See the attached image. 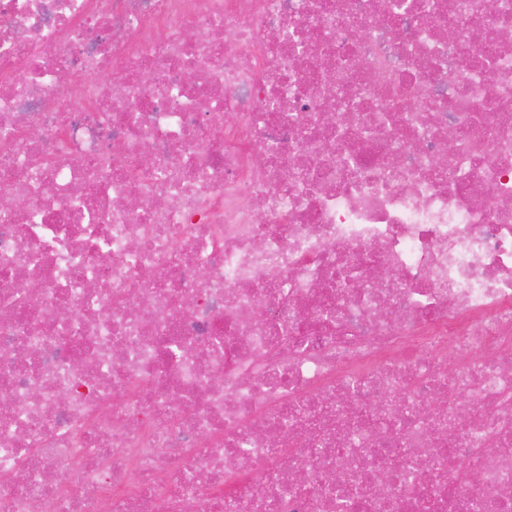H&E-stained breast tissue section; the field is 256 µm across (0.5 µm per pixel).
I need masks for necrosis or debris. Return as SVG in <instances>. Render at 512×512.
I'll return each instance as SVG.
<instances>
[{
  "label": "necrosis or debris",
  "instance_id": "necrosis-or-debris-1",
  "mask_svg": "<svg viewBox=\"0 0 512 512\" xmlns=\"http://www.w3.org/2000/svg\"><path fill=\"white\" fill-rule=\"evenodd\" d=\"M0 191V512H512V0H0Z\"/></svg>",
  "mask_w": 512,
  "mask_h": 512
}]
</instances>
